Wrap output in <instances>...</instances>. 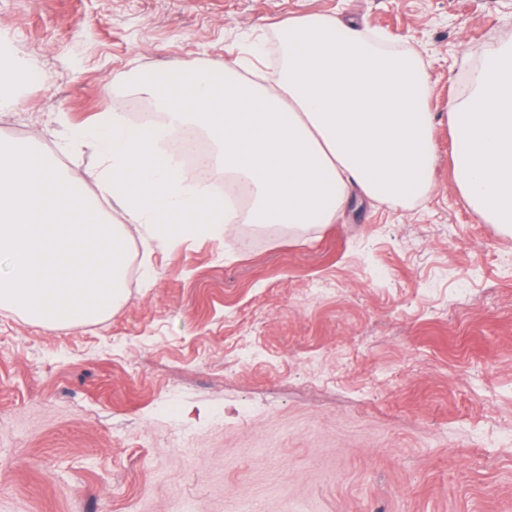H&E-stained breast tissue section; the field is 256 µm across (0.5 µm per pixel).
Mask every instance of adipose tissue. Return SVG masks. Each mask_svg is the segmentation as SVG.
Listing matches in <instances>:
<instances>
[{"label":"adipose tissue","mask_w":512,"mask_h":512,"mask_svg":"<svg viewBox=\"0 0 512 512\" xmlns=\"http://www.w3.org/2000/svg\"><path fill=\"white\" fill-rule=\"evenodd\" d=\"M278 44L274 85L243 72L261 57L255 46L225 63L231 78L221 83L203 69L134 74L125 86L153 120L101 112L68 125L53 154L36 140H0V308L51 330L109 316L126 299L128 224L169 246L239 224L302 238L332 223L354 194L401 206L432 194L436 116L415 49L382 50L353 23L322 14L289 22ZM448 123L459 193L511 233V42L484 55ZM188 127L207 133L214 150L205 166L223 169L245 206L174 161L176 134ZM84 148L92 167L61 169L60 156ZM110 202L121 223L102 219Z\"/></svg>","instance_id":"ef3b65f1"}]
</instances>
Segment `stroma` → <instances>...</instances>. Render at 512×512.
Returning a JSON list of instances; mask_svg holds the SVG:
<instances>
[{
  "instance_id": "1",
  "label": "stroma",
  "mask_w": 512,
  "mask_h": 512,
  "mask_svg": "<svg viewBox=\"0 0 512 512\" xmlns=\"http://www.w3.org/2000/svg\"><path fill=\"white\" fill-rule=\"evenodd\" d=\"M319 13L416 49L433 193L360 202L297 243L146 244L128 299L51 331L0 309V512H512V235L455 186L450 105L512 41V0H0L44 74L0 140L53 149L136 70L220 69Z\"/></svg>"
}]
</instances>
